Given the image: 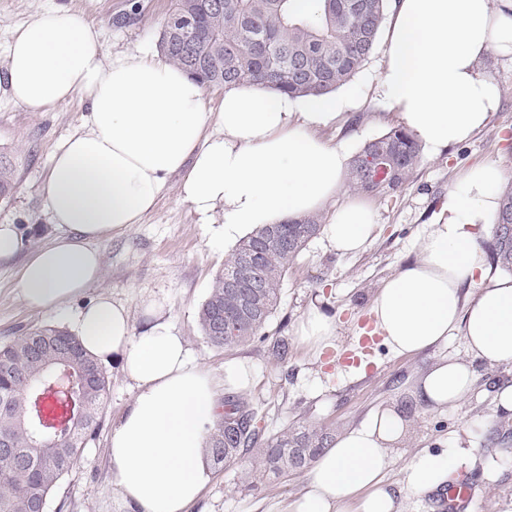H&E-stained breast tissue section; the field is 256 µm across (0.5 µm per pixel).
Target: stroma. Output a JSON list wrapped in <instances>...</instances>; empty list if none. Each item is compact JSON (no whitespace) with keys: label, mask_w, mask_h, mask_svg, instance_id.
<instances>
[{"label":"stroma","mask_w":512,"mask_h":512,"mask_svg":"<svg viewBox=\"0 0 512 512\" xmlns=\"http://www.w3.org/2000/svg\"><path fill=\"white\" fill-rule=\"evenodd\" d=\"M171 0H0V68L6 62L12 33L29 25L38 12L66 6L103 29L106 55L123 51H158L161 25ZM384 67V50L376 48L367 63L348 83L353 91L344 119L325 135L345 143L351 152L397 126L398 119L382 102L378 84ZM482 72L501 89V102L485 127L467 141L435 156L423 155L410 181L390 196H373L377 214L375 236L356 255L337 253L323 238H315L296 258L284 279L280 303L267 329L268 341L218 349L201 335L197 312L215 276L224 268L232 248L213 240L214 215L205 224L193 208L169 190L141 223L103 239L97 248L103 274L86 292V299L104 294L128 307L134 327H141L143 300L163 302L173 324L186 336L203 367L223 375L225 361L243 358L255 369L253 386L244 390L258 410V426L272 432L289 423L344 431L359 426L380 405L397 404L410 421L408 434L391 455L386 473L396 482L418 453L439 451L452 440L460 421L476 426L473 441L482 458L500 461L494 482H486L480 467L464 464L456 477L465 479L471 496L462 512H512V417L497 412L499 386L512 384V369L488 367L472 361L461 338L447 347L430 349L415 357L397 356L377 344L371 371L338 363L343 351L358 340L370 302L379 285L416 256V242L436 223L443 202L459 177L471 167L492 162L512 182V56H489ZM87 106L80 99L29 110L13 102L0 88V152L17 163L16 187L9 202L0 203V224L17 225L25 252H32L54 235L44 207L42 186L54 150L79 131ZM19 262L0 264V341L46 324L66 326L65 318L28 308L19 298ZM336 317L332 347L316 351L301 343L298 323L311 304ZM276 336L288 340V356L273 348ZM453 356L473 364L475 384L471 397L443 410L422 411L405 382L438 359ZM110 391L102 424L83 451L81 462L65 477L49 503L48 512H127L111 484L108 437L112 422L132 398L131 381L118 363H106ZM305 474L274 477L249 452L214 470L201 499L191 512H278L281 502L305 489Z\"/></svg>","instance_id":"obj_1"}]
</instances>
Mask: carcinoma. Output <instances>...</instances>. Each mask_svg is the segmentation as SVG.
<instances>
[{
	"mask_svg": "<svg viewBox=\"0 0 512 512\" xmlns=\"http://www.w3.org/2000/svg\"><path fill=\"white\" fill-rule=\"evenodd\" d=\"M387 8L388 0H314L308 9L300 0H171L159 45L168 62L206 89L256 85L293 98L321 96L349 82L367 62L378 45ZM181 16H191L201 26V35L190 44L171 25ZM421 159V145L404 127H393L353 156L348 185L366 195L394 193ZM14 184V165L0 154L1 201L10 199ZM500 197L490 259L510 272L512 186ZM321 227V218L311 215L266 226L240 241L197 314L211 346L224 349L267 339L288 267ZM258 244L259 287L230 291L225 279L238 272ZM219 312L226 321L222 336L214 331ZM109 388L106 370L64 328L37 326L0 342V394L8 398V411L0 412V436L15 448L14 455L0 457V512H31L35 499L49 503L100 425ZM256 417L251 401H224V417L206 441L213 467L220 469L256 448L264 469L277 476L298 473L335 437L302 425L266 436Z\"/></svg>",
	"mask_w": 512,
	"mask_h": 512,
	"instance_id": "carcinoma-1",
	"label": "carcinoma"
}]
</instances>
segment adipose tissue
I'll return each instance as SVG.
<instances>
[{
  "label": "adipose tissue",
  "instance_id": "adipose-tissue-1",
  "mask_svg": "<svg viewBox=\"0 0 512 512\" xmlns=\"http://www.w3.org/2000/svg\"><path fill=\"white\" fill-rule=\"evenodd\" d=\"M492 54L512 56V19L492 0H393L379 96L439 154L498 110L501 90L480 70ZM1 78L12 100L33 111L75 97L88 106L42 187L57 233L19 269L29 308L60 312L92 288L103 272L97 242L140 223L175 175L180 199L203 219L222 211L213 235L227 244L327 208L322 234L337 251L360 252L374 236L371 206L344 191L347 148L320 135L340 118L346 97L291 98L245 85L225 90L211 113L185 70L141 50L105 57L101 29L61 6L15 31ZM503 180L496 164L470 168L419 237L415 260L378 288L371 312L394 355L459 337L474 360L512 368V276L494 271L477 241L495 220ZM144 315L134 329L121 303L100 296L76 315L74 332L98 362L119 361L134 385L108 448L127 512H189L211 477L203 443L222 417L221 397L250 387L254 372L237 361L215 375L193 358L161 303L146 300ZM473 386L471 363L446 356L414 380L413 392L438 410L466 400ZM405 430L399 411L386 406L337 435L283 512H403L404 499L438 491L461 461L478 460L465 423L448 448L417 454L391 484L385 474Z\"/></svg>",
  "mask_w": 512,
  "mask_h": 512
}]
</instances>
